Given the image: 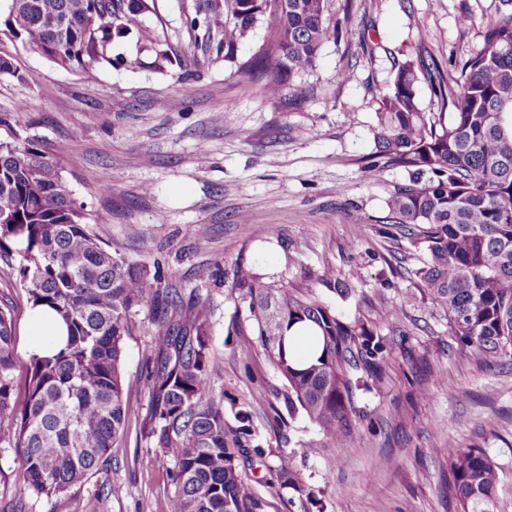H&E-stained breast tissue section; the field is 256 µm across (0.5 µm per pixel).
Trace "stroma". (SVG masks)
<instances>
[{
	"instance_id": "obj_1",
	"label": "stroma",
	"mask_w": 512,
	"mask_h": 512,
	"mask_svg": "<svg viewBox=\"0 0 512 512\" xmlns=\"http://www.w3.org/2000/svg\"><path fill=\"white\" fill-rule=\"evenodd\" d=\"M192 5L156 0L144 19L184 60L165 76L132 43L118 48L125 65L87 76L0 33V56L27 75L0 77V114L63 164L113 254L160 267L182 292L209 297L210 392L252 412L259 451L247 468L265 512H304L310 491L322 512H455L445 488L448 461L435 452L448 442L483 449L497 463L495 512H512V360L484 365L470 357L414 276L416 253L384 224L385 201L407 182V171L387 167L375 185L362 176L394 59L418 51L443 72L456 71L480 46L482 23L500 0H328L342 35L296 77L308 94L299 109L267 98L247 76L195 48L183 23ZM363 31L369 55L359 47ZM349 65L352 77L338 83L337 71ZM105 172L112 175L108 194L98 189ZM240 263L263 282L311 287L344 320L368 319L382 340L381 375L352 393L355 427L345 447L305 415L289 416L282 377L247 337L250 298L233 285ZM328 267L340 279L357 271L352 296L317 281ZM1 299L17 309L14 364L22 382L32 360L28 306L2 259ZM138 320L143 327L126 340L124 372L140 414L111 463L65 498L22 503L1 494L0 512H79L95 491L100 512H152L156 500L173 496V460L142 430L143 358L152 336L146 315ZM285 458L297 483L278 476Z\"/></svg>"
}]
</instances>
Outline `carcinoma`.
I'll use <instances>...</instances> for the list:
<instances>
[{
	"label": "carcinoma",
	"mask_w": 512,
	"mask_h": 512,
	"mask_svg": "<svg viewBox=\"0 0 512 512\" xmlns=\"http://www.w3.org/2000/svg\"><path fill=\"white\" fill-rule=\"evenodd\" d=\"M328 0H196L184 14L216 58L261 82L278 99L338 37ZM155 0H0L3 34L70 72L125 64L112 45L136 42L153 71L180 60L165 40L146 34ZM261 27L266 39L237 62L239 42ZM430 82L441 112L421 107L417 85ZM375 160L364 179L388 166L409 180L389 194L386 224L421 256L414 275L448 316L477 363L512 358V12L487 20L480 47L457 74L444 75L421 53L394 62L378 102ZM97 218L74 198L54 154L0 117V254L16 253L15 285L29 308L46 305L67 329L63 346L33 355L19 385L13 373L16 310L0 304V444L22 457L19 490L61 498L107 465L135 415L125 391V339L148 315L153 344L144 355L150 400L146 437L174 458L176 491L153 512H263L240 457L252 440L251 412L208 397L210 304L183 296L171 278L112 254ZM247 288L252 335L285 381L288 407L300 406L342 448L353 430L350 370L371 380L382 372L380 340L368 321H342L310 293L265 285L247 265L234 270ZM317 329L321 350L303 366L285 353L293 326ZM448 499L460 512H493L499 467L480 448L448 443Z\"/></svg>",
	"instance_id": "1"
}]
</instances>
